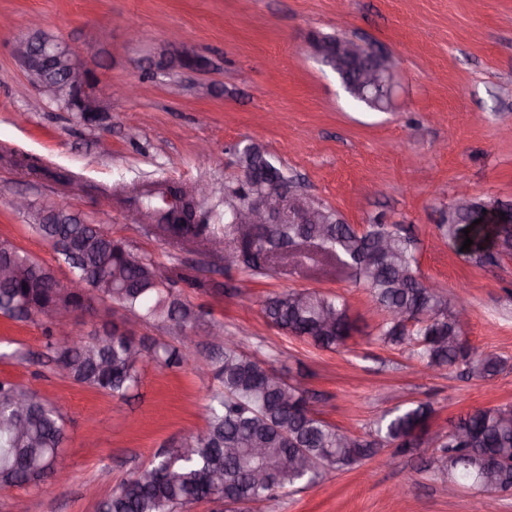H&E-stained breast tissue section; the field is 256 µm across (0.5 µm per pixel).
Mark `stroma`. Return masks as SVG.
Instances as JSON below:
<instances>
[{
    "label": "stroma",
    "instance_id": "obj_1",
    "mask_svg": "<svg viewBox=\"0 0 512 512\" xmlns=\"http://www.w3.org/2000/svg\"><path fill=\"white\" fill-rule=\"evenodd\" d=\"M0 241L70 277L47 242L27 228L12 199L67 208L113 239L197 280L182 291L202 323H223L244 352L300 381L310 406L362 440L395 407L427 403L428 432L447 434L460 415L512 405V367L490 379L423 365L404 347L377 341L381 316L352 272L312 261L285 263L271 276L228 267L208 242L186 244L145 231L123 189L146 182L209 184L201 207L224 221V190L238 179L237 151L254 143L320 204L354 227L400 225L417 243L418 272L443 287L449 305L468 308L465 336L479 353L512 360V250L495 225L443 239L460 193L512 216V0H0ZM70 45L92 70L107 105L94 122L38 105L13 53L34 31ZM351 38L388 55L393 108L354 101L338 76L303 42ZM177 46L204 57L203 71L149 75L148 63ZM138 85L137 95H115ZM212 86L200 94V85ZM44 165L35 172L23 157ZM470 249H463L464 240ZM340 296L358 330L326 350L270 325L261 304L289 289ZM205 341L196 368L146 363L126 398L79 386L44 355L41 325L0 316V380L23 384L58 406L65 421L69 476L53 494L0 489V512H97L99 502L161 450L206 425L214 382ZM407 497H394L397 486ZM475 487L449 494L429 456L384 447L351 470H328L308 489L246 512H491Z\"/></svg>",
    "mask_w": 512,
    "mask_h": 512
}]
</instances>
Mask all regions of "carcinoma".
I'll list each match as a JSON object with an SVG mask.
<instances>
[{
  "label": "carcinoma",
  "instance_id": "1",
  "mask_svg": "<svg viewBox=\"0 0 512 512\" xmlns=\"http://www.w3.org/2000/svg\"><path fill=\"white\" fill-rule=\"evenodd\" d=\"M180 202L164 211L159 195ZM252 185L237 184L224 200V217L246 203ZM127 201L146 210L149 226L183 242L194 241L208 229L195 222V202L186 188L167 182L134 186ZM28 228L48 242L69 269L90 278L92 288L77 296L57 287L54 270L8 241H0V265L15 266L19 274L0 280V316L20 321H44L46 355L74 383L124 398L138 387L140 363L149 357L168 368L188 364L183 346L154 340L147 343L125 334L105 332L91 342L78 335L55 334L58 307L82 306L93 298L109 301L141 320L197 329L199 313L164 276L151 257L115 241L99 224H91L64 207L34 208ZM321 224H271L257 238L256 250L268 259L246 257L243 266L257 272L272 270L279 253L311 239L326 259L337 253L371 293L383 318L376 338L387 345L408 346L432 369L462 366L468 377L486 379L509 367L506 358L473 352L463 338L459 312L443 292L426 286L414 270L410 237L396 224H368L357 229L336 220L320 207ZM385 240L397 259L379 257L375 245ZM264 317L278 329L307 339L324 349L344 345L355 331L347 304L312 289H290L267 297ZM207 366L217 386L209 395L207 424L180 446L169 448L148 468V482L139 475L123 481L99 504V512H183L189 506L226 492L239 503L256 504L287 495L316 482L329 469L349 470L377 455L381 447L409 451L412 434L427 433L432 409L424 403L397 408L383 417L377 438L360 440L330 425L309 406L304 391L285 379L274 383L273 369L243 352L234 337H224ZM66 434L59 409L29 388L0 380V489L44 486L56 474L58 456L65 452ZM265 448L257 461L249 449ZM439 455L430 461L435 472L480 486L477 473L495 457H512V406L477 408L450 424ZM258 464L277 472L271 484H255L250 469Z\"/></svg>",
  "mask_w": 512,
  "mask_h": 512
}]
</instances>
